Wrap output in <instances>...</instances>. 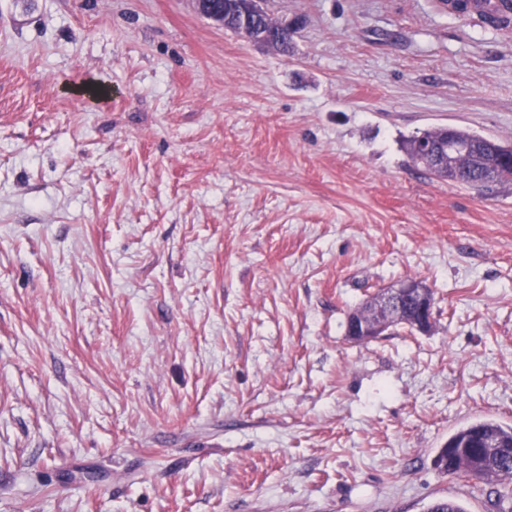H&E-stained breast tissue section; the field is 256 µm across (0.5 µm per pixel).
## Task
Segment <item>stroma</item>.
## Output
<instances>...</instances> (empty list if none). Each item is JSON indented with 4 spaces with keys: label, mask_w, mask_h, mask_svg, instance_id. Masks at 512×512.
<instances>
[{
    "label": "stroma",
    "mask_w": 512,
    "mask_h": 512,
    "mask_svg": "<svg viewBox=\"0 0 512 512\" xmlns=\"http://www.w3.org/2000/svg\"><path fill=\"white\" fill-rule=\"evenodd\" d=\"M0 0V512H512L441 474L512 424V184L404 143L512 142V25L442 0ZM424 280L429 333L347 317ZM199 14L208 17L217 24L224 25L225 15L239 16L241 21L240 30L247 34L252 43L260 44L274 49V40L266 33L256 32L250 25L251 18L267 13L263 8L264 0H224L220 9L214 8L213 4L208 2L211 0H192ZM268 14V13H267ZM448 136L450 141H448ZM420 140H426L437 145L448 143V147L446 148V150H448V154H455L459 148L453 143L464 146L476 143L477 147L480 149L479 151L481 155L483 153L503 154L499 150V144L504 142L500 140L488 138L475 132L457 127H451V131L447 132L444 126H440L424 130L420 135L412 136L405 142V151L410 160L416 166L422 165L420 163L421 159L415 150V145ZM421 167L434 176L442 179H448L459 184H465L470 187L481 183L487 185L490 184L486 187L489 188L493 185L502 184L512 180V169H509V167L502 168L499 172H496L495 178L490 177L489 173L486 171V165L481 161V157L475 156L472 151L466 154L460 153L454 159L453 164H449L448 167L446 165V167H444L442 171H439L437 175L429 168L423 165Z\"/></svg>",
    "instance_id": "stroma-1"
}]
</instances>
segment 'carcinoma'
Here are the masks:
<instances>
[{"label": "carcinoma", "mask_w": 512, "mask_h": 512, "mask_svg": "<svg viewBox=\"0 0 512 512\" xmlns=\"http://www.w3.org/2000/svg\"><path fill=\"white\" fill-rule=\"evenodd\" d=\"M420 140L441 145L453 142L458 145L475 144L480 153H500L501 141L488 138L466 129L453 127H434L409 138L404 145L405 151L414 165H420L415 145ZM437 177L475 186L502 184L512 180V169L507 167L491 177L486 165L473 152L459 154L454 162L440 172ZM359 317L366 322L377 319V312L371 300L367 299L354 309L348 320ZM434 466L440 473L448 476L464 475L495 490L498 499L512 497V425L493 418L479 419L455 428L448 440L436 450ZM425 512H467L463 504L455 499H434Z\"/></svg>", "instance_id": "carcinoma-1"}]
</instances>
